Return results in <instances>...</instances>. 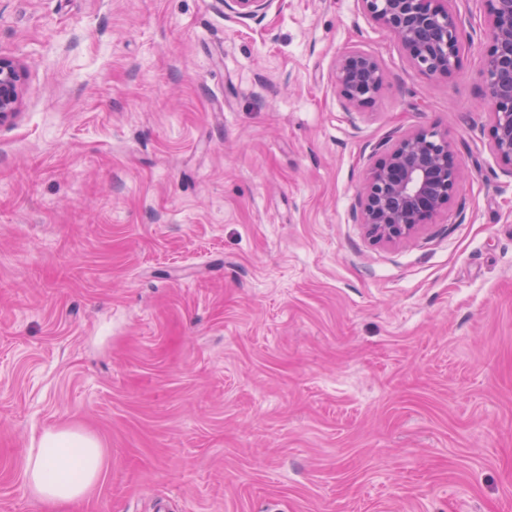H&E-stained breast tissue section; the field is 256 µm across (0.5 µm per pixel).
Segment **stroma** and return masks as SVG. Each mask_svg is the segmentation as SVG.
I'll use <instances>...</instances> for the list:
<instances>
[{
	"label": "stroma",
	"instance_id": "1",
	"mask_svg": "<svg viewBox=\"0 0 512 512\" xmlns=\"http://www.w3.org/2000/svg\"><path fill=\"white\" fill-rule=\"evenodd\" d=\"M448 78L361 0H0V512L27 453L103 449L70 512H512V172L489 149L481 0ZM351 49L388 81L345 107ZM464 179L396 244L353 211L389 139ZM269 0H225L227 8L239 17H255L263 14ZM23 72L12 60L0 57V124L17 114Z\"/></svg>",
	"mask_w": 512,
	"mask_h": 512
}]
</instances>
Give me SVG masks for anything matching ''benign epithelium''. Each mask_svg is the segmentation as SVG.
Listing matches in <instances>:
<instances>
[{"mask_svg": "<svg viewBox=\"0 0 512 512\" xmlns=\"http://www.w3.org/2000/svg\"><path fill=\"white\" fill-rule=\"evenodd\" d=\"M368 16L399 44L416 71L448 77L461 63L462 18L452 0H362ZM488 28L486 65L480 73L491 112L489 146L512 169V0H483ZM240 17L265 12L269 0H225ZM23 72L0 57V124L17 114ZM331 79L343 103L370 106L388 76L359 50L336 59ZM462 171L448 136L417 128L396 137L371 166L353 213L367 233L387 242L416 235L435 223L456 196Z\"/></svg>", "mask_w": 512, "mask_h": 512, "instance_id": "1", "label": "benign epithelium"}]
</instances>
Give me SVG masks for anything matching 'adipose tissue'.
Listing matches in <instances>:
<instances>
[{"mask_svg": "<svg viewBox=\"0 0 512 512\" xmlns=\"http://www.w3.org/2000/svg\"><path fill=\"white\" fill-rule=\"evenodd\" d=\"M102 467V450L94 437L72 429L49 431L26 459L24 486L54 512H66L94 490Z\"/></svg>", "mask_w": 512, "mask_h": 512, "instance_id": "ef3b65f1", "label": "adipose tissue"}]
</instances>
